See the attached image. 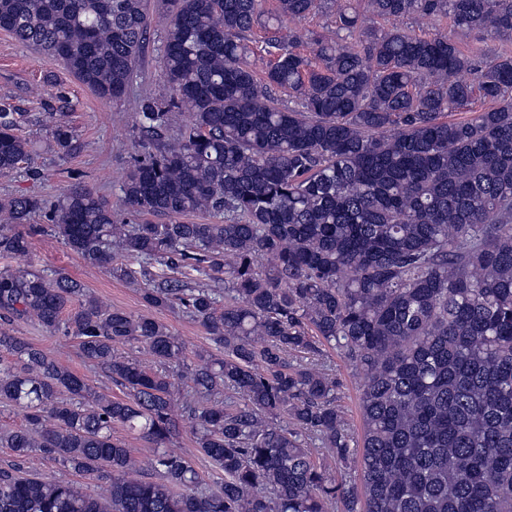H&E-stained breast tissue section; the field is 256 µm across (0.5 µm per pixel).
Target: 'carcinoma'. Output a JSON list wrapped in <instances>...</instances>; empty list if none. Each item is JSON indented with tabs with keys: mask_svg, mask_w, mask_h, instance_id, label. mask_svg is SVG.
I'll return each instance as SVG.
<instances>
[{
	"mask_svg": "<svg viewBox=\"0 0 512 512\" xmlns=\"http://www.w3.org/2000/svg\"><path fill=\"white\" fill-rule=\"evenodd\" d=\"M157 0L167 105L139 98L142 151L120 224L83 185L54 203L0 198V255L50 232L120 278L142 268L144 302L181 308L217 353L184 346L146 315L103 307L54 271H0V319L77 339L124 397L0 336V403L24 424L0 446L111 480L103 505L70 482L0 468V512H512V0ZM335 16L301 52L286 21ZM415 16L493 37L485 58ZM0 29L56 58L94 94L127 93L151 31L148 0H0ZM272 57L257 72L250 58ZM288 93L293 105L276 92ZM493 107L452 120L475 99ZM188 114L170 135L171 109ZM24 113L0 107V176L35 153ZM55 153L80 150L67 115ZM202 213L206 222L189 217ZM41 214L44 224L30 219ZM159 265L170 274L149 276ZM133 342L146 368L119 353ZM362 372L353 447L323 346ZM186 414L213 486L167 451ZM121 426L155 448L135 476ZM336 463L357 454L362 493Z\"/></svg>",
	"mask_w": 512,
	"mask_h": 512,
	"instance_id": "cac0c4a2",
	"label": "carcinoma"
}]
</instances>
